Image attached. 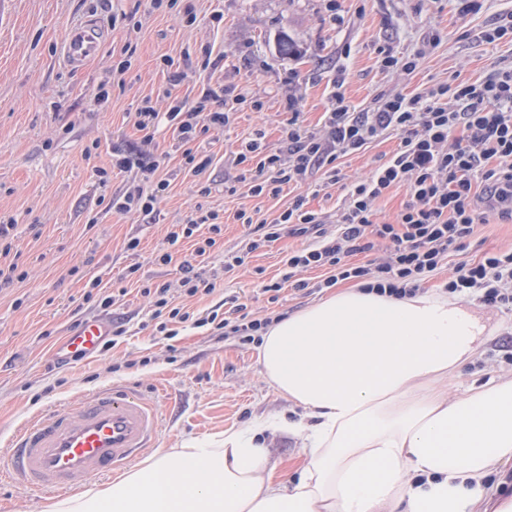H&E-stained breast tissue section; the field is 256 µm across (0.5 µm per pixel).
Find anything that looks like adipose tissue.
Wrapping results in <instances>:
<instances>
[{
  "instance_id": "adipose-tissue-1",
  "label": "adipose tissue",
  "mask_w": 512,
  "mask_h": 512,
  "mask_svg": "<svg viewBox=\"0 0 512 512\" xmlns=\"http://www.w3.org/2000/svg\"><path fill=\"white\" fill-rule=\"evenodd\" d=\"M490 334L446 293L336 292L273 321L258 347L268 385L310 423L256 418L158 449L52 512H473L484 478L512 460V376L453 396L442 387ZM282 430L305 456L286 483L261 440Z\"/></svg>"
}]
</instances>
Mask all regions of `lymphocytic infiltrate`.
Returning a JSON list of instances; mask_svg holds the SVG:
<instances>
[{"instance_id":"obj_1","label":"lymphocytic infiltrate","mask_w":512,"mask_h":512,"mask_svg":"<svg viewBox=\"0 0 512 512\" xmlns=\"http://www.w3.org/2000/svg\"><path fill=\"white\" fill-rule=\"evenodd\" d=\"M163 96L170 101L164 111L148 97L137 104L135 129L146 141L154 140L160 129L171 130L183 166L202 173L213 158L202 151L200 141L210 131L229 124V111L215 108L216 96L211 92L191 102L173 98L168 89ZM286 110L290 118L279 152L261 151L259 140L264 133L259 130L238 154L242 167L238 180L248 195H278L283 185L305 181L316 171L323 172L324 184H336L338 159L360 152L391 132L400 133L401 140L386 162L350 185L334 233L324 230L319 213L307 209L301 197L272 224L255 221L246 210L238 211V220L255 225L260 232L252 248L277 241L286 233L310 240L309 245L289 252L286 274L282 281L269 284V291H281L286 281L295 289H305L308 283L303 272L322 268L326 271L320 282L324 288L362 278L368 289L398 297L412 295L419 291L425 276L447 259L450 250L486 223L488 214L512 222V67L473 83H439L412 96L398 93L370 112L351 111L343 93L335 91L323 126L316 132L303 126L294 104H287ZM137 165L151 175L150 187H135L113 197L110 209L137 216L150 214L157 197L169 189L170 181L160 175L159 163L142 165L130 155L112 159L113 169L121 172ZM399 185L407 187L408 201L394 221H378L375 201ZM222 231L217 213L197 206L183 223L172 226L168 241L176 245L195 239V253L202 256L215 246ZM361 253L371 254L369 264L352 263V256ZM175 287L190 297L208 295L215 289L214 283L188 262L180 267L177 286H143L142 294L153 305L157 331H167L172 323L190 322L197 328L211 324L246 343L259 338L268 326L267 320L248 319L242 303L232 304L224 315L213 310L207 316L194 317L174 303L171 290ZM470 288L483 289L487 303L512 305V253L462 263L449 280L448 290L454 293Z\"/></svg>"}]
</instances>
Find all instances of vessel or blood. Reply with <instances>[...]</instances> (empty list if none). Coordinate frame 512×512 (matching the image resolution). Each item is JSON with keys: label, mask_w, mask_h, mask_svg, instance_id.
I'll list each match as a JSON object with an SVG mask.
<instances>
[{"label": "vessel or blood", "mask_w": 512, "mask_h": 512, "mask_svg": "<svg viewBox=\"0 0 512 512\" xmlns=\"http://www.w3.org/2000/svg\"><path fill=\"white\" fill-rule=\"evenodd\" d=\"M108 36L95 16L71 23L60 47L64 64L82 69ZM108 334L106 321H83L57 344L54 356L68 361L93 357ZM158 427L155 407L140 395L105 388L25 423L11 444L8 467L33 492L71 493L91 479L127 468L151 447Z\"/></svg>", "instance_id": "vessel-or-blood-1"}]
</instances>
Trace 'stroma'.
Returning a JSON list of instances; mask_svg holds the SVG:
<instances>
[{
    "instance_id": "obj_1",
    "label": "stroma",
    "mask_w": 512,
    "mask_h": 512,
    "mask_svg": "<svg viewBox=\"0 0 512 512\" xmlns=\"http://www.w3.org/2000/svg\"><path fill=\"white\" fill-rule=\"evenodd\" d=\"M197 20L187 24L178 11H152L148 0H0V224L12 225L10 252L0 266L17 263L24 279L0 286V459L13 434L37 414L64 408L75 400L110 386L131 388L160 414V448L237 429L256 417L283 415L306 420L305 410L276 393L257 363L256 344L224 337L209 328H180L171 337L156 332L153 309L141 296L138 282L175 283L178 264L194 258L190 242L169 245L171 225L183 223L200 204L216 212L224 235L202 262L216 289L202 298L176 295V303L207 311L239 298L250 318L283 316L319 301L322 291L296 290L285 284L278 295L266 285L281 281L289 251L301 239L286 235L270 246L252 249V238L236 219L248 209L273 221L297 196L327 217V231L336 229V213L351 183L365 177L396 150L391 133L366 150L341 157L340 180L325 190L322 173L300 184L284 186L278 197H247L225 192V183L240 174L236 155L256 129L266 131L265 151L280 146L294 99L309 129H319L336 79L352 111L372 110L384 96L412 95L452 80L475 81L512 63V45H489L479 34L512 14V0H486L476 14L459 16L452 0H184ZM95 12L111 37L98 56L79 73L63 64L59 47L70 23ZM442 31L440 46L426 55L415 73L385 70L382 51L402 56L419 48L432 32ZM291 37L299 55L281 54L279 42ZM135 53L125 74L114 68L124 45ZM210 50L209 69L198 65ZM179 62L181 77L172 80L162 56ZM111 80L110 98L98 104L101 81ZM228 86L248 90L263 103L255 111L242 106L230 125L210 132L205 148L212 165L201 175L180 166V153L170 131L161 130L144 143L133 127L137 102L154 97L166 108L164 89L194 100L203 90ZM95 158H86L87 149ZM141 149L157 157L171 187L146 218L113 211L99 212L97 200L133 186H146L138 170L112 169L116 151ZM97 224H90V217ZM137 237L138 252L125 248ZM512 249V223L489 215L484 225L428 274L425 290H444L454 268L484 254ZM172 252L173 262L159 265L157 254ZM243 262L225 270L226 256ZM138 265L135 280L125 274ZM102 278L116 292L112 316L122 318L127 333L113 348L76 363H61L55 345L75 323L101 316L95 301L86 300L89 278ZM471 302L494 327L480 360L463 366L450 380L456 394L473 383L512 375V360L501 349L512 341V307L491 306L479 292L465 290ZM276 468L275 480L296 476L305 458L296 438L285 431L268 434ZM52 493L33 494L26 486L0 479V512H45Z\"/></svg>"
}]
</instances>
